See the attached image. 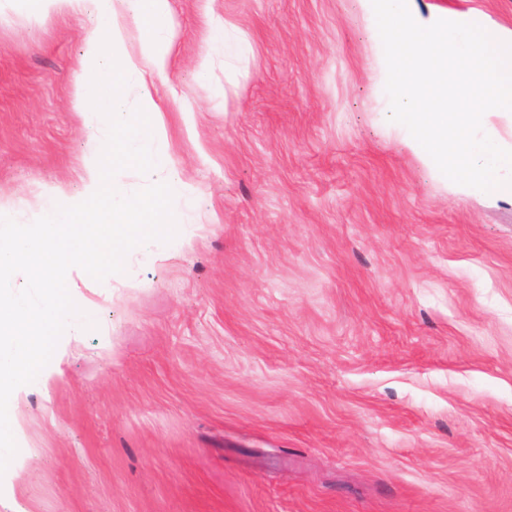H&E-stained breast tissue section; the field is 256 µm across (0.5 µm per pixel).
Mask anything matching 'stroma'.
<instances>
[{
    "label": "stroma",
    "instance_id": "obj_1",
    "mask_svg": "<svg viewBox=\"0 0 512 512\" xmlns=\"http://www.w3.org/2000/svg\"><path fill=\"white\" fill-rule=\"evenodd\" d=\"M153 94L193 202L75 302L19 409L26 512H512V200L389 119L355 0H171ZM512 30V0H413ZM86 16L0 14V209L77 195Z\"/></svg>",
    "mask_w": 512,
    "mask_h": 512
}]
</instances>
